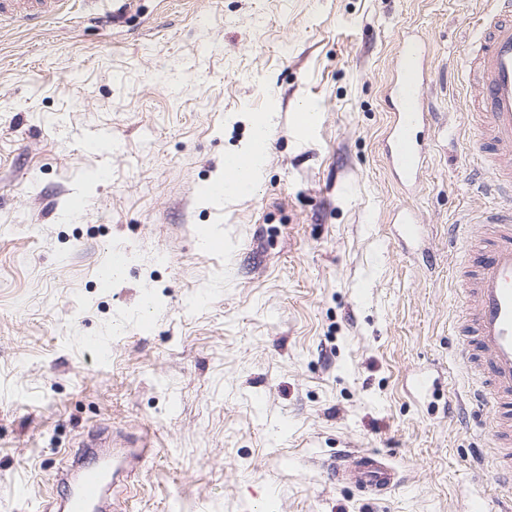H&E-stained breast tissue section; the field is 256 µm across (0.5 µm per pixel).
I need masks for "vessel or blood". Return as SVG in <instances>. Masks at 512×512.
Listing matches in <instances>:
<instances>
[{"instance_id": "1", "label": "vessel or blood", "mask_w": 512, "mask_h": 512, "mask_svg": "<svg viewBox=\"0 0 512 512\" xmlns=\"http://www.w3.org/2000/svg\"><path fill=\"white\" fill-rule=\"evenodd\" d=\"M69 0H0L15 22L26 24L64 12ZM429 75L421 39L403 38L396 78L387 99L392 120L384 139V158L402 185L420 183L426 126L425 92ZM469 103L476 110L478 135L470 153L480 164L483 193L512 197V0H488L480 18L477 46L470 58ZM467 256L455 272L461 295L455 358L477 377L473 392L486 405L493 427L490 454L495 477L512 481V207L495 206L454 227ZM128 457L77 453L58 479L65 492L60 512H105L107 494ZM337 482L381 493L396 481L386 457L349 452L332 469Z\"/></svg>"}]
</instances>
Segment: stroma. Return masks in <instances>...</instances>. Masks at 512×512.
<instances>
[{
    "label": "stroma",
    "mask_w": 512,
    "mask_h": 512,
    "mask_svg": "<svg viewBox=\"0 0 512 512\" xmlns=\"http://www.w3.org/2000/svg\"><path fill=\"white\" fill-rule=\"evenodd\" d=\"M485 0H105L0 17V512H47L91 432L155 452L119 512H506L491 414L448 401L470 183L465 55ZM426 44L420 186L391 176L385 102ZM310 109L312 129L298 123ZM272 117L251 195L213 186ZM424 240L403 246L396 213ZM127 266L110 284L111 255ZM166 264H158L159 256ZM384 453L380 495L336 483ZM336 483L353 484L361 491L381 493L396 482V470L379 453L348 452L332 468Z\"/></svg>",
    "instance_id": "obj_1"
}]
</instances>
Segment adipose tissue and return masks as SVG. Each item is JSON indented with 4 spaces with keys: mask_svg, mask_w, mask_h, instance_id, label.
<instances>
[{
    "mask_svg": "<svg viewBox=\"0 0 512 512\" xmlns=\"http://www.w3.org/2000/svg\"><path fill=\"white\" fill-rule=\"evenodd\" d=\"M272 132L270 117L257 118L252 136L238 153L224 159V195L233 198L254 189L259 178L264 150Z\"/></svg>",
    "mask_w": 512,
    "mask_h": 512,
    "instance_id": "adipose-tissue-1",
    "label": "adipose tissue"
}]
</instances>
